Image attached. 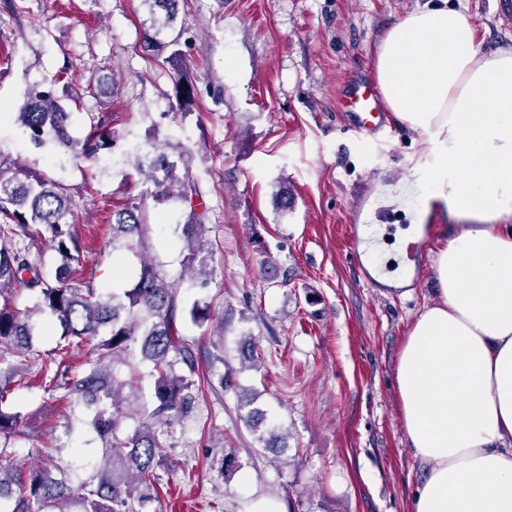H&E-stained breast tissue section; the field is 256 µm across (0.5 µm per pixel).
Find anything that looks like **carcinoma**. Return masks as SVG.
Returning a JSON list of instances; mask_svg holds the SVG:
<instances>
[{
  "label": "carcinoma",
  "mask_w": 512,
  "mask_h": 512,
  "mask_svg": "<svg viewBox=\"0 0 512 512\" xmlns=\"http://www.w3.org/2000/svg\"><path fill=\"white\" fill-rule=\"evenodd\" d=\"M149 8L155 35L175 31L179 0H142ZM57 75L28 88L16 122L25 128L34 145L62 143L77 157L95 158L112 152L115 136L96 125L82 138L70 134L72 113L66 111L54 87ZM179 106L187 111L194 103L191 82L177 84ZM148 165L136 169L157 187V202L176 197L189 204L190 223L183 226L184 266L196 276L208 275L209 249L205 213H197L199 187L188 168L176 169L161 147L152 148ZM79 221L66 185L42 174L11 164L0 157V438L16 427L20 415L5 409L15 387L26 384L36 369L38 385L46 392L64 390L60 399L81 402L91 412V425L102 448L96 472L73 487L64 474V457L39 452L35 469L27 472L0 448V501L15 500L12 512H138L140 502L154 487L162 463L160 436L180 418L190 414L201 388L196 386L195 356L175 337L180 287L168 279L163 266L143 254L150 224L144 203L132 202L112 212V244L139 258L132 287L101 293L93 278L73 266L80 244L74 231ZM51 243L57 254L55 280L41 271L40 240ZM24 288L34 294L33 311L55 318L63 329L57 357L49 361L33 352L32 325L21 318L10 295ZM106 337L98 339L101 329ZM141 337V356L153 364L155 382L149 404L141 409L142 422L132 434L119 436L123 418L121 391L111 364L125 358L130 343ZM93 344L95 359L82 375L71 374L63 364L69 350Z\"/></svg>",
  "instance_id": "1"
}]
</instances>
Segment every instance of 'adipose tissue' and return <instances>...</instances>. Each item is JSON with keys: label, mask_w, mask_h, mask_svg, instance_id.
Here are the masks:
<instances>
[{"label": "adipose tissue", "mask_w": 512, "mask_h": 512, "mask_svg": "<svg viewBox=\"0 0 512 512\" xmlns=\"http://www.w3.org/2000/svg\"><path fill=\"white\" fill-rule=\"evenodd\" d=\"M464 8L426 0L386 30L374 74L422 137L427 201L458 218L396 361L425 467L413 512H512V49L485 56Z\"/></svg>", "instance_id": "ef3b65f1"}]
</instances>
